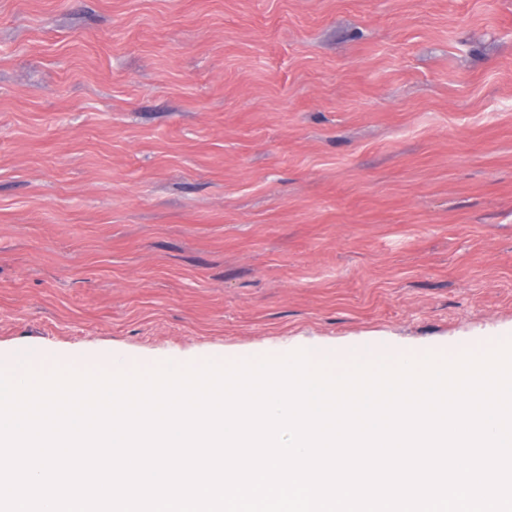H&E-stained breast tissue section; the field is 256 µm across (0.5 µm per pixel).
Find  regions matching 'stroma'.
Wrapping results in <instances>:
<instances>
[{"label": "stroma", "instance_id": "35a3bbf8", "mask_svg": "<svg viewBox=\"0 0 512 512\" xmlns=\"http://www.w3.org/2000/svg\"><path fill=\"white\" fill-rule=\"evenodd\" d=\"M512 339V0H0V371Z\"/></svg>", "mask_w": 512, "mask_h": 512}]
</instances>
